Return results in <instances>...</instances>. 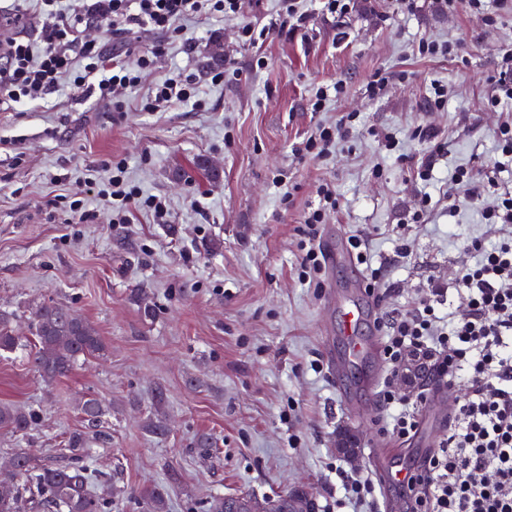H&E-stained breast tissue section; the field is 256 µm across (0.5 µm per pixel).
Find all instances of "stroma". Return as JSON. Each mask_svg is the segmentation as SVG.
I'll use <instances>...</instances> for the list:
<instances>
[{
	"label": "stroma",
	"instance_id": "obj_1",
	"mask_svg": "<svg viewBox=\"0 0 512 512\" xmlns=\"http://www.w3.org/2000/svg\"><path fill=\"white\" fill-rule=\"evenodd\" d=\"M300 8L302 34L275 31L255 46L239 44L238 29L269 24L277 0H242L236 15L190 23L193 48L171 40L122 108L67 84L0 112V310L16 314L23 335L32 308L54 301L85 317L106 346L52 381L27 351L0 353V404L38 416L27 434L0 429V466L22 452L59 461L83 432L80 403L91 397L103 406L105 437L89 443L87 461L121 491L111 512H146L142 494L151 488L167 512H208L219 496L263 501L297 491L328 512L343 495L340 469L371 472L378 449L411 468L422 463L418 439L384 429L383 351L332 377L327 358L345 346L334 336L330 292L364 280L348 239L369 234L374 262L391 265V285L359 293L371 315L361 333L383 338L382 316L412 309L424 286L447 288L466 260L462 242L488 236L466 203H439L426 223H412L422 184L411 165L432 147L416 137L422 127L450 143L437 183L454 168L490 163L501 114L487 100L497 59L512 49V8H500L492 26L464 0L451 11L440 0H415L409 11L401 0H354L341 23L317 0ZM425 39L456 42L460 54L419 57ZM216 49L224 58L214 63ZM260 56L267 68H254ZM176 68L193 74L201 107L143 111L148 90ZM377 70L390 83L373 99L365 82ZM331 81L343 84L341 98L310 111L311 88ZM435 82L448 87L441 111L429 101ZM343 115L354 119L348 143L324 159L292 155L295 142ZM380 130L397 135L398 151H382ZM108 161L164 197L170 223L141 210L129 223H109L89 190L108 180ZM281 172L294 187L287 204L272 185ZM325 181L339 206L319 233H339L340 258L313 288L297 278L299 228ZM78 199L95 218L71 220ZM405 245L412 255L398 259ZM462 392L430 383L419 412L430 443L448 430L443 399ZM155 423L164 432H151ZM342 426L357 437L355 458L340 457Z\"/></svg>",
	"mask_w": 512,
	"mask_h": 512
}]
</instances>
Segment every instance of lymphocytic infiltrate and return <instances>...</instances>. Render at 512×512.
<instances>
[{
    "label": "lymphocytic infiltrate",
    "mask_w": 512,
    "mask_h": 512,
    "mask_svg": "<svg viewBox=\"0 0 512 512\" xmlns=\"http://www.w3.org/2000/svg\"><path fill=\"white\" fill-rule=\"evenodd\" d=\"M240 9L241 0H12L1 18L17 22L34 12L42 23L35 36L19 34L0 44V105L47 98L68 79L87 85L99 100L120 104L138 86L141 73L158 65L168 39H186L184 21L226 17ZM305 19L296 0H278L267 28L244 25L238 38L254 45L276 29L301 31ZM101 24L115 36L148 32L154 41L129 64L91 36V29ZM194 92L191 76L174 71L151 88L142 108L154 112L188 103ZM352 133L350 117H342L317 126L292 153L300 159L323 158ZM497 142V153L483 172L458 168L445 190L450 206L478 204L483 223L494 227L512 224V189L497 179L498 173L512 169V114L500 124ZM115 170L108 193L112 223H127L130 207L137 205L150 210L157 223H166L165 200L129 185L123 165ZM318 196L302 230L298 272L301 282L314 287L320 286L324 269L318 227L337 208L333 184H321ZM461 248L470 260L450 286L464 293L465 310L438 316L447 294L431 289L414 309L392 316L385 325L390 376H397L404 360L417 353L435 382L467 384L456 400L446 438L419 469L409 512H512V240L489 244L476 237L464 240Z\"/></svg>",
    "instance_id": "1"
}]
</instances>
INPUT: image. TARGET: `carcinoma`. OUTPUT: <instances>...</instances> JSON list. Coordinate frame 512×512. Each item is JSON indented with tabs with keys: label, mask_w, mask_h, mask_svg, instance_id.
I'll return each instance as SVG.
<instances>
[{
	"label": "carcinoma",
	"mask_w": 512,
	"mask_h": 512,
	"mask_svg": "<svg viewBox=\"0 0 512 512\" xmlns=\"http://www.w3.org/2000/svg\"><path fill=\"white\" fill-rule=\"evenodd\" d=\"M14 316L0 311V352L11 353L23 347L16 335ZM34 336L31 361L41 376L48 380L66 375L79 358L101 354L105 344L94 327L76 311L54 301L36 306L30 322ZM88 432L102 438V409L94 398L81 407ZM36 414L10 404L0 405V428L13 432L26 431L34 424ZM86 438L73 436L69 447L61 449L66 461L46 465L31 455H18L13 466L0 470V486L12 490L0 492V512H23L29 503L36 512H103L112 504L114 486L97 478L84 462ZM211 512H314V503L303 492L279 497L266 505L250 497L219 498Z\"/></svg>",
	"instance_id": "1"
}]
</instances>
